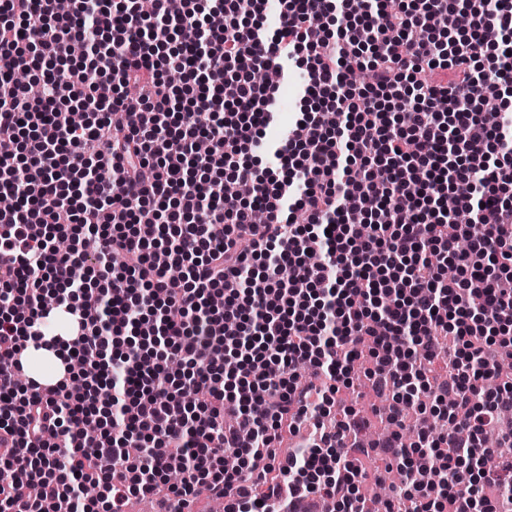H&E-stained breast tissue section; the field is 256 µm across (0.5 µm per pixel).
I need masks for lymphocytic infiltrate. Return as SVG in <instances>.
<instances>
[{
	"mask_svg": "<svg viewBox=\"0 0 512 512\" xmlns=\"http://www.w3.org/2000/svg\"><path fill=\"white\" fill-rule=\"evenodd\" d=\"M261 2L155 0L146 18L138 0H80L62 19L55 0H0V140L22 145L0 157V193L16 200L0 223V512H42L46 498L88 512L90 480L106 483L104 512L161 494L224 512L312 497L364 512L358 454L403 474L386 512L406 499L497 512L495 494L512 496V0H477L466 30L450 0H278L272 31ZM282 61L307 73L304 106L278 169H261L245 150L276 90L252 73ZM364 66L369 82H351ZM36 68L38 99L15 80ZM131 111L137 123L118 121ZM243 182L255 195L225 208ZM450 195L468 223H449ZM371 200L354 229L347 212ZM59 311L71 358L98 365L79 393L69 370L45 392L21 377ZM446 335L456 357L439 381ZM364 357L394 425L426 393L447 429L347 448L362 418H322ZM304 368L326 384L301 383ZM196 389L207 400L174 417ZM303 427L307 441L283 451Z\"/></svg>",
	"mask_w": 512,
	"mask_h": 512,
	"instance_id": "lymphocytic-infiltrate-1",
	"label": "lymphocytic infiltrate"
}]
</instances>
